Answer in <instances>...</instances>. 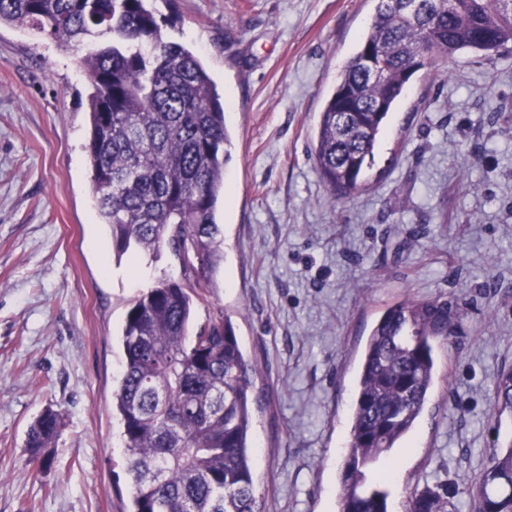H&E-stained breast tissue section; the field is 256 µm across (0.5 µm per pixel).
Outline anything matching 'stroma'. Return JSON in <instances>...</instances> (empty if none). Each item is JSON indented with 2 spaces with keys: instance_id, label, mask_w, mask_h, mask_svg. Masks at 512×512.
I'll list each match as a JSON object with an SVG mask.
<instances>
[{
  "instance_id": "obj_1",
  "label": "stroma",
  "mask_w": 512,
  "mask_h": 512,
  "mask_svg": "<svg viewBox=\"0 0 512 512\" xmlns=\"http://www.w3.org/2000/svg\"><path fill=\"white\" fill-rule=\"evenodd\" d=\"M209 69L233 142L217 205L223 258L195 325L223 310L259 368L250 441L264 512H337L360 353L407 300L461 305L427 408L386 488L406 507L447 482L457 512L512 421L490 418L512 366V50L413 75L363 191L331 201L310 149L373 0H150ZM82 48L0 26V512H129L112 392L131 302L169 249L117 257L92 194ZM64 415L49 465L24 453ZM63 426L62 413L49 406L30 424L24 443V451L30 463L44 464L47 448H53Z\"/></svg>"
}]
</instances>
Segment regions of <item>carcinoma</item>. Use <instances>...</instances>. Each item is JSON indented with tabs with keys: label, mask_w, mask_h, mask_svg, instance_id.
I'll list each match as a JSON object with an SVG mask.
<instances>
[{
	"label": "carcinoma",
	"mask_w": 512,
	"mask_h": 512,
	"mask_svg": "<svg viewBox=\"0 0 512 512\" xmlns=\"http://www.w3.org/2000/svg\"><path fill=\"white\" fill-rule=\"evenodd\" d=\"M358 48L343 66L316 129L314 158L333 197L362 187L385 121L418 71L461 50L497 54L512 44V0H374ZM61 44L93 41L80 59L91 89L87 155L101 223L117 257L165 247L183 278H160L131 303L122 330L123 371L112 407L123 428L129 512H262L248 430L257 367L222 311L192 330L197 300L221 258L215 207L233 143L224 104L201 59L169 39L147 0H0V25ZM372 50L379 74L364 71ZM451 309L404 300L368 336L355 375L339 512H389L388 493L366 470L413 431L434 382L433 341ZM492 416H512V367L493 382ZM63 426L49 406L30 424L24 451L45 463ZM471 512H512V440L493 450L468 491ZM448 486L414 492L407 512H455Z\"/></svg>",
	"instance_id": "cac0c4a2"
}]
</instances>
